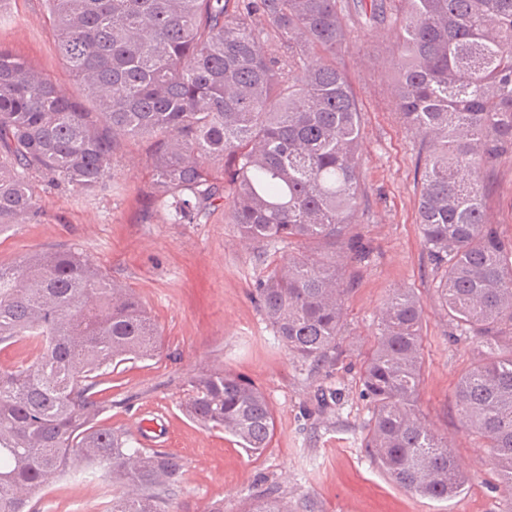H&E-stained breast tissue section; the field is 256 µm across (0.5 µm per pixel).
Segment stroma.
Returning a JSON list of instances; mask_svg holds the SVG:
<instances>
[{"label": "stroma", "instance_id": "1", "mask_svg": "<svg viewBox=\"0 0 512 512\" xmlns=\"http://www.w3.org/2000/svg\"><path fill=\"white\" fill-rule=\"evenodd\" d=\"M0 44L45 76L68 82L56 54L43 0H7ZM392 27L355 30L336 63L348 76L362 113L363 178L355 233L372 248L368 261L347 268L355 285L345 301L343 339L335 366L316 369L288 355L254 298L262 257L241 242L217 210L197 224H170L148 209L151 181L147 144H131L113 164L108 189L78 193L29 181L41 208L36 220L0 235V263L12 265L36 251L78 250L146 305L162 342L148 361L121 365L98 386L109 407L100 424L145 425L154 447L182 460L173 512H244L265 492L291 512H512V491L468 434L454 405L460 377L480 357L476 340L459 335L437 290V271L417 223L420 138L395 111ZM490 216L512 237V154L490 177ZM408 288L422 307L423 383L419 409L465 460L462 491L433 500L398 488L366 453L371 412L359 377L389 289ZM221 366L251 380L275 417L274 437L261 453L240 448L224 432L189 419L181 404L190 377ZM330 394L317 412L320 394ZM112 482L104 472L58 479L34 499L37 512H97Z\"/></svg>", "mask_w": 512, "mask_h": 512}]
</instances>
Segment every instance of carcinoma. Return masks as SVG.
<instances>
[{
	"mask_svg": "<svg viewBox=\"0 0 512 512\" xmlns=\"http://www.w3.org/2000/svg\"><path fill=\"white\" fill-rule=\"evenodd\" d=\"M45 0L79 94L0 45V232L39 216L32 175L54 187H106L112 162L151 144L145 196L171 224L226 205L227 224L263 251L297 249L256 281L274 336L304 364L333 366L345 298L342 264L369 255L349 235L363 196L361 112L336 64L355 25L398 27L395 99L422 136L419 225L448 318L481 343L454 401L512 490V238L488 210L487 171L512 150V0ZM288 54L266 49L267 30ZM422 309L394 288L361 375L372 415L366 452L405 491L459 494L448 439L417 408ZM37 349L0 372V512H32L48 482L95 468L121 487L109 512H172L183 464L131 431L101 427L95 389L159 355L142 301L74 250L0 264V344ZM190 419L258 453L275 430L264 394L214 368L189 380ZM245 512H288L268 496Z\"/></svg>",
	"mask_w": 512,
	"mask_h": 512,
	"instance_id": "carcinoma-1",
	"label": "carcinoma"
}]
</instances>
